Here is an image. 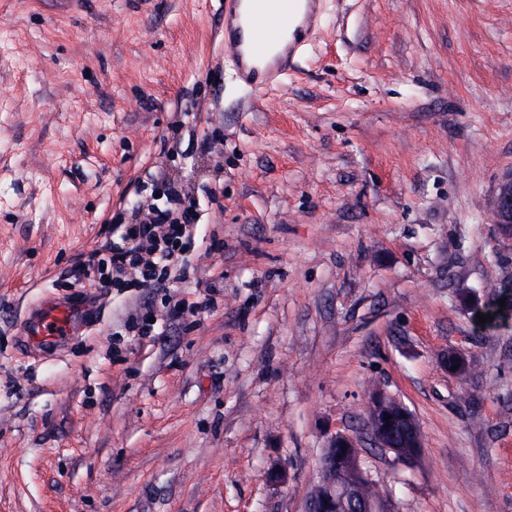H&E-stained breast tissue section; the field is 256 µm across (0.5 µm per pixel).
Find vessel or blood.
Wrapping results in <instances>:
<instances>
[{
    "label": "vessel or blood",
    "instance_id": "obj_1",
    "mask_svg": "<svg viewBox=\"0 0 512 512\" xmlns=\"http://www.w3.org/2000/svg\"><path fill=\"white\" fill-rule=\"evenodd\" d=\"M317 5L318 0H225L224 45L246 86L259 90L278 81L312 31ZM85 318L82 308L44 303L30 313L22 343L43 354L58 351Z\"/></svg>",
    "mask_w": 512,
    "mask_h": 512
}]
</instances>
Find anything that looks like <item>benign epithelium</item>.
<instances>
[{
    "label": "benign epithelium",
    "mask_w": 512,
    "mask_h": 512,
    "mask_svg": "<svg viewBox=\"0 0 512 512\" xmlns=\"http://www.w3.org/2000/svg\"><path fill=\"white\" fill-rule=\"evenodd\" d=\"M491 210L500 236L512 240V174L499 185ZM367 421L375 447L392 454L398 463L412 464L418 460L423 447L422 432L403 403L378 391L369 401ZM394 422H402L409 428L405 448L396 447L388 439V429ZM368 486L358 440L337 433L322 456L321 480L309 498L308 512H380L375 497L366 492Z\"/></svg>",
    "instance_id": "obj_1"
}]
</instances>
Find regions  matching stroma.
I'll return each instance as SVG.
<instances>
[{
    "mask_svg": "<svg viewBox=\"0 0 512 512\" xmlns=\"http://www.w3.org/2000/svg\"><path fill=\"white\" fill-rule=\"evenodd\" d=\"M159 171L203 212L186 280H76ZM510 173L512 0H322L261 92L222 0H0V512H304L339 432L380 512H512V317L477 322ZM45 301L90 310L52 356L20 339ZM385 416H391V419L385 421ZM367 421L376 448L391 453L397 463L412 464L418 460L423 447L422 432L415 417L403 403L378 391L369 401ZM393 422H402L408 426L407 448H397L389 441L388 429Z\"/></svg>",
    "mask_w": 512,
    "mask_h": 512,
    "instance_id": "obj_1",
    "label": "stroma"
}]
</instances>
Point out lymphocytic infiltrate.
Listing matches in <instances>:
<instances>
[{"instance_id":"1","label":"lymphocytic infiltrate","mask_w":512,"mask_h":512,"mask_svg":"<svg viewBox=\"0 0 512 512\" xmlns=\"http://www.w3.org/2000/svg\"><path fill=\"white\" fill-rule=\"evenodd\" d=\"M154 184L162 188L164 204L141 202L139 222L113 225L110 256L97 263L100 287L162 288L181 264L184 240L201 214L165 174L156 175Z\"/></svg>"}]
</instances>
